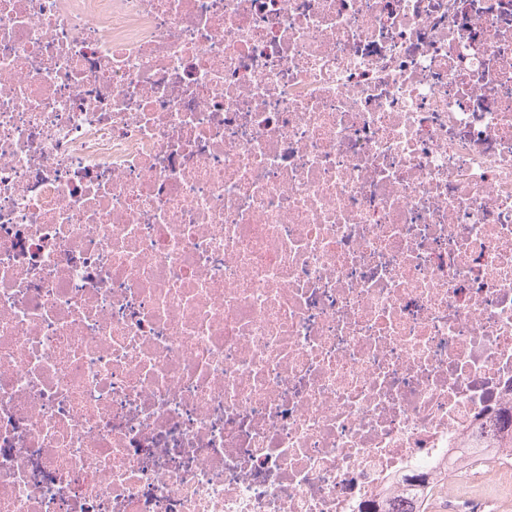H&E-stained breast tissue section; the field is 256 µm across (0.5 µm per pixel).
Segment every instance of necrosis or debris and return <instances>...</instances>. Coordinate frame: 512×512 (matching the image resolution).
I'll use <instances>...</instances> for the list:
<instances>
[{"label":"necrosis or debris","mask_w":512,"mask_h":512,"mask_svg":"<svg viewBox=\"0 0 512 512\" xmlns=\"http://www.w3.org/2000/svg\"><path fill=\"white\" fill-rule=\"evenodd\" d=\"M512 0H0V512L512 498Z\"/></svg>","instance_id":"1"}]
</instances>
